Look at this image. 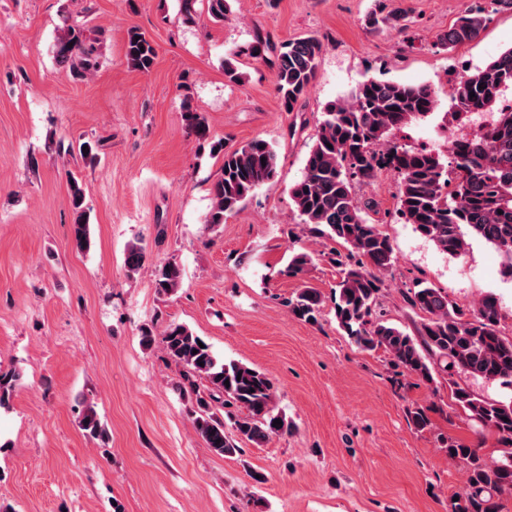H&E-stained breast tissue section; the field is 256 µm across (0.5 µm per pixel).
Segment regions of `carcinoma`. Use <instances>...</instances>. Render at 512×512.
Masks as SVG:
<instances>
[{
    "mask_svg": "<svg viewBox=\"0 0 512 512\" xmlns=\"http://www.w3.org/2000/svg\"><path fill=\"white\" fill-rule=\"evenodd\" d=\"M233 0H206L207 13L215 21L233 17ZM512 10V0H472L432 48L449 52L475 39L491 16ZM408 11L378 9L366 17L372 30L395 28L407 31ZM101 39L86 26H69L57 40L56 59L61 65L87 73L97 66ZM323 43L316 37L290 40L273 46L270 37L256 34L254 41L224 60V77L240 83L243 73L237 57L245 55L268 64L276 76L283 110L293 112L315 78ZM126 56L133 68L147 73L157 51L139 28L128 31ZM512 94V48L473 74L459 78L450 98L449 112L469 123L474 114L488 120L477 129L455 135L448 159L391 140L395 132L437 111L440 100L429 85L406 84L367 77L351 93L330 104L318 121L300 180L290 188L301 223L311 234L331 240L346 252L333 251L332 261L340 279L333 296L338 329L362 350L383 349L395 367L426 381H434L439 369L448 374V386L466 418L491 430L507 448L500 459L485 461L472 448L454 438L442 437V448L451 461L467 464V485L451 501L449 512H498L497 498L512 492V398L486 400L453 380L461 371L497 382L512 390V340L499 331L500 310L496 299L485 296L472 314L454 306L448 294L419 281L409 289L412 307L426 315L413 337L385 319L379 306L382 280L397 257L387 235L370 224L353 196V182L370 179L387 170L397 177V210L404 223L452 257L465 254L470 241L480 239L493 246L505 260V274L512 277V107L502 105ZM190 132L222 154L219 177L211 185L212 206L205 223L216 226L237 212L243 201L273 179L277 152L268 141L255 138L234 149L212 140L205 116L183 104ZM72 236L75 247L91 246L90 215L85 195L75 176L69 179ZM147 260L141 243L129 245L125 266L139 271ZM311 257L294 252L288 275L305 273ZM181 283V269L173 261L155 269V287L172 294ZM322 303L314 288H303L286 301L296 318L317 322ZM164 349L178 367V388L196 396L193 424L196 432L216 454L233 456L240 441L263 446L271 436L288 432L285 416L275 412L273 384L262 372L238 361L219 362L210 344L182 324L164 331ZM21 373L0 376V407L9 403ZM207 390L200 391L201 381ZM281 420L275 427L273 421ZM79 426L92 438L106 430L91 406Z\"/></svg>",
    "mask_w": 512,
    "mask_h": 512,
    "instance_id": "carcinoma-1",
    "label": "carcinoma"
}]
</instances>
